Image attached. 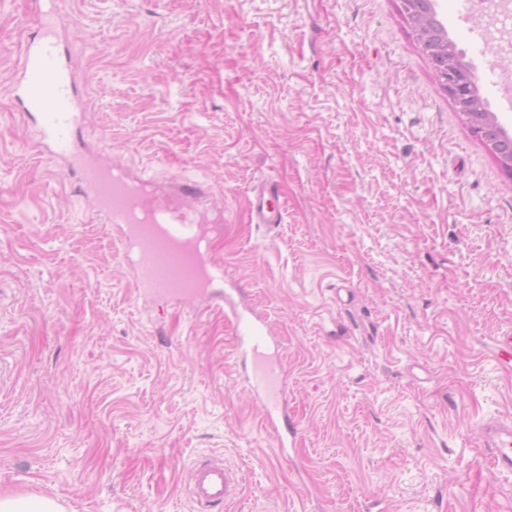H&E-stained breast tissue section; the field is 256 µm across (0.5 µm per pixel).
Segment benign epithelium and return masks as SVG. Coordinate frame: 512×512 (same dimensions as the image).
Listing matches in <instances>:
<instances>
[{"instance_id":"1","label":"benign epithelium","mask_w":512,"mask_h":512,"mask_svg":"<svg viewBox=\"0 0 512 512\" xmlns=\"http://www.w3.org/2000/svg\"><path fill=\"white\" fill-rule=\"evenodd\" d=\"M402 3L405 13L419 33L423 47L427 50L430 49L431 45L425 24L416 17L414 11V0H402ZM438 50L448 55V66L436 74V80L475 128H485V142L490 150L496 154L499 153L502 137L497 129L498 117L492 112L478 111L473 75L468 69L457 64L452 47L443 44L438 47Z\"/></svg>"}]
</instances>
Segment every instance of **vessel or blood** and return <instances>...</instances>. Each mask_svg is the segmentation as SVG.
<instances>
[{
    "instance_id": "1",
    "label": "vessel or blood",
    "mask_w": 512,
    "mask_h": 512,
    "mask_svg": "<svg viewBox=\"0 0 512 512\" xmlns=\"http://www.w3.org/2000/svg\"><path fill=\"white\" fill-rule=\"evenodd\" d=\"M9 92L38 127L49 153L81 173L99 213L118 232L137 293L150 294L162 306L208 298L211 284L223 278L224 266L216 261L194 208L168 206L151 190L148 178H133L109 166L92 168L87 151L77 143L83 114L76 106L72 67L63 58L51 26H42L39 35L25 43ZM284 211L275 183L267 181L253 190L248 203L250 223H281ZM239 296V289L226 290L215 307L231 325L237 343L250 348L251 390L262 401L266 426L282 449L296 434L286 425L285 382L278 362L264 352L266 320L244 311ZM478 438L489 451L493 469L512 475V418L483 422ZM190 486L195 502L209 507L230 501L234 479L223 463L204 462L194 467Z\"/></svg>"
}]
</instances>
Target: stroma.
Returning a JSON list of instances; mask_svg holds the SVG:
<instances>
[{"label": "stroma", "instance_id": "obj_1", "mask_svg": "<svg viewBox=\"0 0 512 512\" xmlns=\"http://www.w3.org/2000/svg\"><path fill=\"white\" fill-rule=\"evenodd\" d=\"M512 135L490 57L433 0ZM81 138L182 206L205 192L215 256L268 321L298 444L277 453L231 328L138 298L121 248L11 100L33 0H0V494L65 512H512L481 420L512 416V176L434 76L401 0H59ZM283 223L248 221L259 182ZM190 486L192 497L198 505H226L233 496L234 479L223 463L204 462L194 467Z\"/></svg>", "mask_w": 512, "mask_h": 512}]
</instances>
